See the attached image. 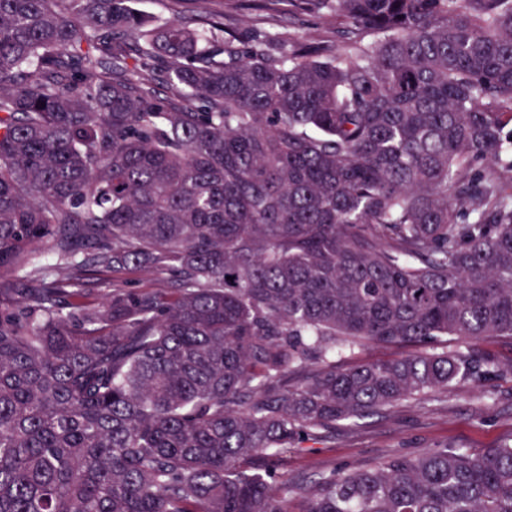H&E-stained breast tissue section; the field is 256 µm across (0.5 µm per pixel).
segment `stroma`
Wrapping results in <instances>:
<instances>
[{
	"mask_svg": "<svg viewBox=\"0 0 512 512\" xmlns=\"http://www.w3.org/2000/svg\"><path fill=\"white\" fill-rule=\"evenodd\" d=\"M259 2L209 0L208 6L223 13L225 27L243 34L260 29L281 37L316 36L313 18H288L280 11L261 9ZM511 435L512 378L498 375L481 392L454 386L434 401L403 402L354 424L339 422L321 441L282 454L276 467L292 481L304 483L330 470L367 469L396 453L423 455L446 445L494 448Z\"/></svg>",
	"mask_w": 512,
	"mask_h": 512,
	"instance_id": "stroma-1",
	"label": "stroma"
}]
</instances>
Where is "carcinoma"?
<instances>
[{
	"mask_svg": "<svg viewBox=\"0 0 512 512\" xmlns=\"http://www.w3.org/2000/svg\"><path fill=\"white\" fill-rule=\"evenodd\" d=\"M282 1L342 42L0 0V512H512V438L252 465L512 375V0ZM118 280L128 284L131 288H141L143 290H154L169 287V283L164 276L133 271L123 272L117 275ZM476 351L488 352L502 363L512 361V340L509 338L485 339L471 343ZM415 351H417V348L412 345H369L357 351L355 354L343 356L340 359V363L347 365L358 361L378 358L392 359L414 353Z\"/></svg>",
	"mask_w": 512,
	"mask_h": 512,
	"instance_id": "obj_1",
	"label": "carcinoma"
}]
</instances>
